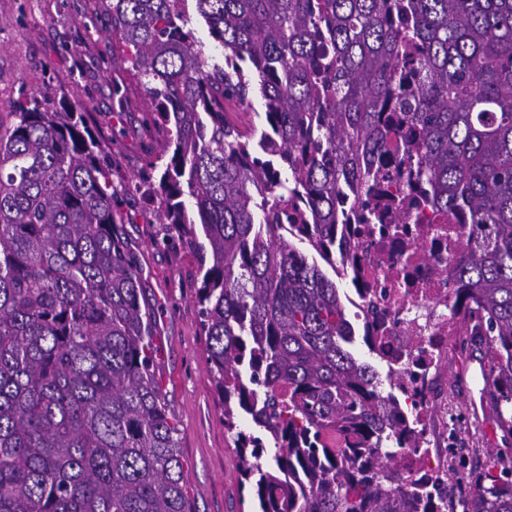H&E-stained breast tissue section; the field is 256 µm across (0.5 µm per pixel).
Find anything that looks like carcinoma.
<instances>
[{
	"mask_svg": "<svg viewBox=\"0 0 512 512\" xmlns=\"http://www.w3.org/2000/svg\"><path fill=\"white\" fill-rule=\"evenodd\" d=\"M105 3L162 142L136 187L155 243L196 260L241 487L260 512H448L409 483L408 419L351 352L336 281L279 223L334 270L339 198L380 224L407 172L465 228L452 309L512 438V0ZM192 12L222 60L186 28ZM255 93L265 128L232 124L227 107ZM114 176L78 102L58 112L38 94L0 120V512H192ZM488 456L462 512H512V455Z\"/></svg>",
	"mask_w": 512,
	"mask_h": 512,
	"instance_id": "obj_1",
	"label": "carcinoma"
}]
</instances>
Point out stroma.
Instances as JSON below:
<instances>
[{
	"label": "stroma",
	"mask_w": 512,
	"mask_h": 512,
	"mask_svg": "<svg viewBox=\"0 0 512 512\" xmlns=\"http://www.w3.org/2000/svg\"><path fill=\"white\" fill-rule=\"evenodd\" d=\"M102 0H0V114L37 91L59 108L61 98L81 102L89 124L104 141L127 181H134L155 144L146 135L143 86L123 61ZM121 97H113V88ZM128 241L139 255L144 294L158 310L161 353L157 377L178 423L184 485L193 512H252L242 498L231 437L206 364V341L197 327L198 307L190 257L154 246V212L139 195L124 197ZM480 351L469 337L448 340V403L460 416L453 436L473 448L465 468L486 463L485 449L502 447L483 392Z\"/></svg>",
	"instance_id": "stroma-1"
}]
</instances>
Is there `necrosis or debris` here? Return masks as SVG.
Masks as SVG:
<instances>
[{"mask_svg":"<svg viewBox=\"0 0 512 512\" xmlns=\"http://www.w3.org/2000/svg\"><path fill=\"white\" fill-rule=\"evenodd\" d=\"M352 245V288L345 299L350 319L368 329L385 362L404 371L398 391L416 422L414 446L403 449L410 480H447L454 462L447 449L430 453L433 430H445L448 397L441 379L448 339L457 319L448 312V278L459 250L447 225L430 211L414 213L411 224L347 226Z\"/></svg>","mask_w":512,"mask_h":512,"instance_id":"obj_1","label":"necrosis or debris"}]
</instances>
